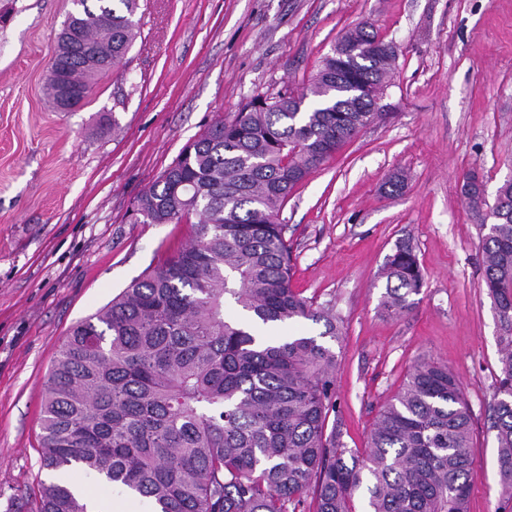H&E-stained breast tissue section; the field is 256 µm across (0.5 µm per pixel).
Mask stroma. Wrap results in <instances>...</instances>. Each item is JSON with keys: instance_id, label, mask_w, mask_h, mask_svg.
<instances>
[{"instance_id": "1", "label": "stroma", "mask_w": 512, "mask_h": 512, "mask_svg": "<svg viewBox=\"0 0 512 512\" xmlns=\"http://www.w3.org/2000/svg\"><path fill=\"white\" fill-rule=\"evenodd\" d=\"M72 0H0V512H37L44 383L71 326L188 240L145 224L134 201L243 101L305 88L345 28L395 43L383 115L291 192L280 219L291 286L332 306L336 419L364 449L379 407L421 359L447 364L472 411L469 512L502 504L489 405L500 322L483 279L481 230L460 193L512 178V0H140L137 37L87 99L43 95ZM402 172L406 185L385 183ZM410 241L424 284L411 309L379 307L388 255ZM91 500L143 497L62 471Z\"/></svg>"}]
</instances>
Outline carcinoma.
<instances>
[{
  "label": "carcinoma",
  "instance_id": "1",
  "mask_svg": "<svg viewBox=\"0 0 512 512\" xmlns=\"http://www.w3.org/2000/svg\"><path fill=\"white\" fill-rule=\"evenodd\" d=\"M73 0L45 95L76 104L137 35L139 0ZM378 40L344 31L300 93L257 95L200 134L135 200L144 224H191L188 243L79 322L44 385L43 468L72 464L150 499L157 512H467L471 409L448 365L424 360L378 412L368 448L340 442L337 355L314 337L256 328L329 311L290 284L292 190L379 118L372 106L397 51L350 54ZM466 173L461 196L482 230L484 282L506 345L490 404L500 483L512 502V180L493 205ZM199 220L190 223L191 216ZM383 307L411 308L423 287L413 247L387 259ZM232 301L252 325L231 317ZM66 482L40 483L39 512H88Z\"/></svg>",
  "mask_w": 512,
  "mask_h": 512
}]
</instances>
